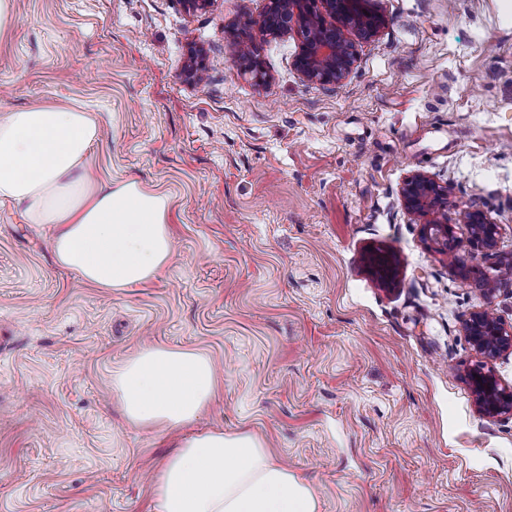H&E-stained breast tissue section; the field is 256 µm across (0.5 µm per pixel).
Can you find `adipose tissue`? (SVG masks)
I'll return each instance as SVG.
<instances>
[{"label":"adipose tissue","mask_w":512,"mask_h":512,"mask_svg":"<svg viewBox=\"0 0 512 512\" xmlns=\"http://www.w3.org/2000/svg\"><path fill=\"white\" fill-rule=\"evenodd\" d=\"M100 129L78 107L19 108L0 120V200L27 223L55 224L56 263L90 286L121 292L153 279L174 255L166 195L129 179L93 182L83 166ZM127 423L171 432L195 421L219 386L195 350L142 348L112 371ZM152 512H319L313 488L245 433L183 438L158 467Z\"/></svg>","instance_id":"adipose-tissue-1"}]
</instances>
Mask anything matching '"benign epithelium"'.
Returning <instances> with one entry per match:
<instances>
[{"instance_id":"7a95c632","label":"benign epithelium","mask_w":512,"mask_h":512,"mask_svg":"<svg viewBox=\"0 0 512 512\" xmlns=\"http://www.w3.org/2000/svg\"><path fill=\"white\" fill-rule=\"evenodd\" d=\"M259 28L272 38L298 37L300 44L293 65L302 78L320 85H338L351 73L354 50L345 31L350 29L364 40L375 37L387 20L372 5V0H270L259 19L241 15L239 24ZM204 51L198 50L186 62L188 78L197 83L205 65ZM244 72L255 84L270 81L263 60L250 56L241 61ZM404 206L419 215L432 216L424 224V234L443 247L459 246L453 230L438 220L442 210L453 204L448 188L417 172L406 178L400 190ZM458 220L470 228V244L485 252L497 246L499 228L484 214L470 209L458 210ZM497 289H484L485 305L472 312L464 323L465 331L481 357V366L471 368L466 379L475 396L478 410L487 417L512 414V388L501 383L490 363L505 353H512V329L504 326L492 308Z\"/></svg>"}]
</instances>
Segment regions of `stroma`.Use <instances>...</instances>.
I'll return each instance as SVG.
<instances>
[{
	"instance_id": "35a3bbf8",
	"label": "stroma",
	"mask_w": 512,
	"mask_h": 512,
	"mask_svg": "<svg viewBox=\"0 0 512 512\" xmlns=\"http://www.w3.org/2000/svg\"><path fill=\"white\" fill-rule=\"evenodd\" d=\"M269 0H15L0 119L80 107L99 182L165 193L174 257L125 292L55 265L50 224L0 204V512H150L171 434L127 424L112 369L148 344L206 354L219 393L193 431L261 440L320 512H512V416L482 415L464 321L481 285L512 327V0H376L337 87L305 82L296 37L252 28L272 79L237 59ZM207 80L185 81L190 45ZM447 186L458 264L400 188ZM499 227L471 248L456 207ZM396 258L381 284L367 258ZM246 44H248L246 41H240V44L238 45V58L240 56V49L244 48ZM239 60L243 66L244 72L252 76L256 85L264 86L270 81V75L268 74L264 62L260 57L250 56L245 60L240 58Z\"/></svg>"
}]
</instances>
